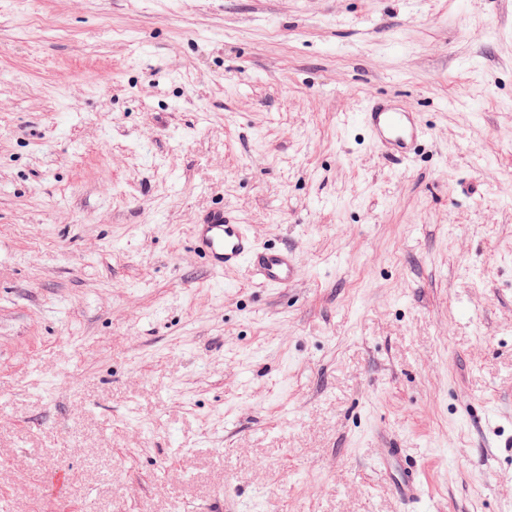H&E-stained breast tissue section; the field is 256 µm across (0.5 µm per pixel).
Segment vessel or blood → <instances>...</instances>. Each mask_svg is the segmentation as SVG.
I'll list each match as a JSON object with an SVG mask.
<instances>
[{
	"mask_svg": "<svg viewBox=\"0 0 512 512\" xmlns=\"http://www.w3.org/2000/svg\"><path fill=\"white\" fill-rule=\"evenodd\" d=\"M378 148L393 157L407 158L427 134L416 113L401 112L372 100L361 114ZM192 246L210 270L221 273L239 266L250 267L266 287L288 286L296 277L297 261L287 251L259 245L245 225L223 208L199 216L190 234Z\"/></svg>",
	"mask_w": 512,
	"mask_h": 512,
	"instance_id": "b4317fda",
	"label": "vessel or blood"
}]
</instances>
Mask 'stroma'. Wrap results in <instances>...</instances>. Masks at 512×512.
I'll return each mask as SVG.
<instances>
[{"label": "stroma", "instance_id": "obj_1", "mask_svg": "<svg viewBox=\"0 0 512 512\" xmlns=\"http://www.w3.org/2000/svg\"><path fill=\"white\" fill-rule=\"evenodd\" d=\"M0 512H512V0H0ZM361 121L381 151L400 159L407 158L427 134L415 112H400L376 100L367 103ZM190 240L213 272L248 266L259 284L273 288L287 287L296 277L297 261L291 254L260 246L245 225L224 212V207L200 215L192 225Z\"/></svg>", "mask_w": 512, "mask_h": 512}]
</instances>
